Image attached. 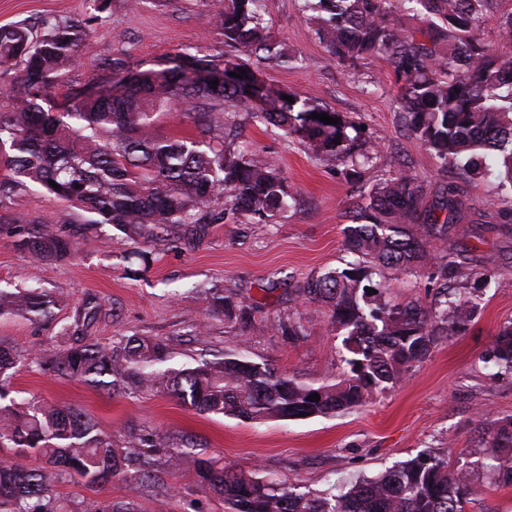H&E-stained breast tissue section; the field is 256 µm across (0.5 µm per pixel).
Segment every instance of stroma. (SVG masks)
<instances>
[{
  "label": "stroma",
  "mask_w": 512,
  "mask_h": 512,
  "mask_svg": "<svg viewBox=\"0 0 512 512\" xmlns=\"http://www.w3.org/2000/svg\"><path fill=\"white\" fill-rule=\"evenodd\" d=\"M301 6L302 0H265V23L284 56L265 65L264 78L273 88L315 97L360 127V147L374 154L359 181L343 176L347 160L328 167L300 140L240 113L235 149L258 163L276 161L299 192L297 203L269 223L253 224L241 216L205 225L200 235L174 243L130 239L108 224L78 223L77 210L66 202L34 189L22 192L0 209V285L43 288L63 304L49 322L0 318V340L30 358L66 347L77 335L103 345L123 336L169 337L180 363L200 353L214 358L244 348L253 360L299 380L318 384L333 378L342 370L340 333L328 307L307 300L298 289L344 265L342 229L349 222L350 200L404 165L430 190L458 186L462 211L453 236L458 269L449 281L393 270L378 281L394 304L427 306L445 289L474 299L478 308L469 330L438 338L403 382L373 393L360 407L329 416L249 422L201 415L167 394L110 396L28 364L12 380L14 395L76 406L115 438L130 422L176 437L191 433L224 465L315 493L376 476L425 452L469 463L480 493L466 512H512V486L498 484L484 465L488 449L473 443L477 414L491 420L512 417V372L482 360L500 328L512 322V225L496 205L505 195L497 179L499 158H480L473 176L442 169L395 103L398 86L390 61L371 57L353 67L336 64ZM94 8V0H0V25L44 17L82 19ZM223 8L224 0H140L128 12L120 0H112L52 99L60 103L70 90L105 84L111 73L103 63L113 57L127 56L133 70L158 72L176 54L223 50V37L212 23ZM35 220L70 236L76 253L39 262L21 252L16 242ZM209 288L223 290L239 306L258 302L262 309L246 325L210 312ZM88 311L94 319L76 326L77 316ZM288 317L302 319L306 327L299 342L275 328ZM153 474L174 489L165 501L148 489L129 495L117 478L93 486L67 478L57 492L65 504L129 495L136 512H192L189 502L198 497L191 472L160 460Z\"/></svg>",
  "instance_id": "stroma-1"
}]
</instances>
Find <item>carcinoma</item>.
I'll list each match as a JSON object with an SVG mask.
<instances>
[{"instance_id":"obj_1","label":"carcinoma","mask_w":512,"mask_h":512,"mask_svg":"<svg viewBox=\"0 0 512 512\" xmlns=\"http://www.w3.org/2000/svg\"><path fill=\"white\" fill-rule=\"evenodd\" d=\"M264 0H224L216 27L226 50L184 52L157 76L143 72L118 79L100 94H76L54 112L45 108L50 89L66 83L84 37L99 16L44 18L34 27H0V207L36 186L69 202L87 224H109L128 238L166 241L179 224L194 235L199 224L246 216L257 224L286 211L294 199L288 179L273 162L255 163L206 138L224 131L226 114L281 129L308 146L326 165L349 153L357 127L336 112L339 123L312 118L326 109L309 97L282 94L266 84L261 65L283 57L264 24ZM317 33L339 65L386 57L394 66L396 103L411 131L443 167L477 170V159L502 158L499 184L512 191V11L503 14L497 38L480 36V21L492 0H397L425 16L408 31L390 17L388 0H303ZM237 76H231V73ZM218 84H213V81ZM294 98V102L284 96ZM185 107L200 135L168 137L159 117ZM54 181V188L49 181ZM428 186L405 167L352 202V223L343 227L353 260L307 281L303 293L329 307L331 324L342 331L344 370L317 386L250 359L246 350L222 358L203 356L174 363L163 339L123 336L109 347L77 339L42 354L37 366L61 379H75L110 396L163 392L201 415L243 421L328 415L358 407L377 391L403 380L440 336L466 332L477 304L443 293L439 307L418 302L394 305L374 283L381 268L450 277L457 257L452 244L458 186L444 185L433 207L424 206ZM224 208H219V204ZM446 212L439 221L436 212ZM16 246L42 261L68 257L73 241L52 225L23 235ZM215 310L251 318L259 306L240 308L216 289ZM57 300L36 288H0V317L22 315L48 321ZM275 329L292 343L304 338L293 319ZM26 357L0 341V449L17 457L36 456L43 465L0 462V512H134L132 500H81L61 505L54 487L67 476L89 484L122 479L130 491L152 483L158 459L196 476L202 496L224 500L226 512H465L478 489L464 466L422 454L372 478H360L317 495L221 464L193 451L191 437L131 423L115 440L74 406L32 396L11 397L14 375ZM483 360L512 371V323L503 326ZM320 395L312 402L308 397ZM477 447L501 448L492 458L505 485H512V418L494 423L479 414Z\"/></svg>"}]
</instances>
